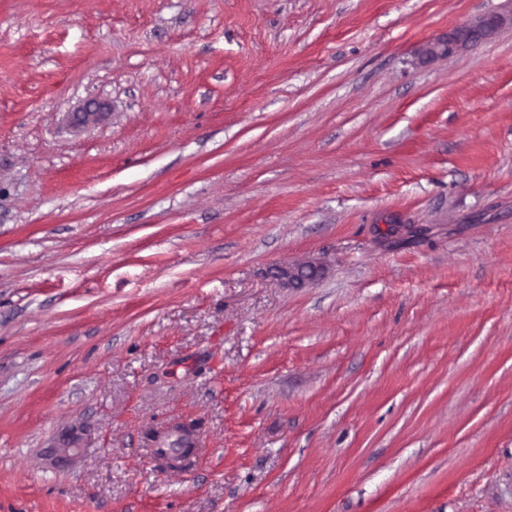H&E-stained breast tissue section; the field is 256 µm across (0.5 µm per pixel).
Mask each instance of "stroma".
Instances as JSON below:
<instances>
[{
    "label": "stroma",
    "instance_id": "stroma-1",
    "mask_svg": "<svg viewBox=\"0 0 512 512\" xmlns=\"http://www.w3.org/2000/svg\"><path fill=\"white\" fill-rule=\"evenodd\" d=\"M0 512H512V0H0Z\"/></svg>",
    "mask_w": 512,
    "mask_h": 512
}]
</instances>
